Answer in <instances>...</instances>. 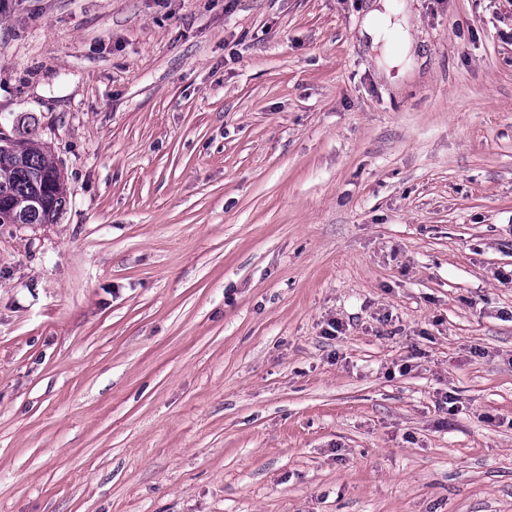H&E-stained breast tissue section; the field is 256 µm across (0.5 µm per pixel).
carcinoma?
<instances>
[{"label": "carcinoma", "mask_w": 512, "mask_h": 512, "mask_svg": "<svg viewBox=\"0 0 512 512\" xmlns=\"http://www.w3.org/2000/svg\"><path fill=\"white\" fill-rule=\"evenodd\" d=\"M39 195L50 197L51 211L34 210L25 223L52 224L65 205L67 187L59 181L44 144L32 141L20 147L9 140L0 142V205Z\"/></svg>", "instance_id": "carcinoma-1"}]
</instances>
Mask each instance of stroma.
Masks as SVG:
<instances>
[{"instance_id":"stroma-1","label":"stroma","mask_w":512,"mask_h":512,"mask_svg":"<svg viewBox=\"0 0 512 512\" xmlns=\"http://www.w3.org/2000/svg\"><path fill=\"white\" fill-rule=\"evenodd\" d=\"M368 6L0 0V512H512V0ZM391 24V19L388 15L382 13L378 8L370 5L366 11L361 36L370 45L371 50H375L381 39L383 31ZM47 153L44 144L38 141L25 147L9 140L0 142V210L1 204L5 206L9 201L39 195L50 197V213L39 207V211L28 214L23 224H53L65 205L67 187L59 181V176L60 180L64 176Z\"/></svg>"}]
</instances>
